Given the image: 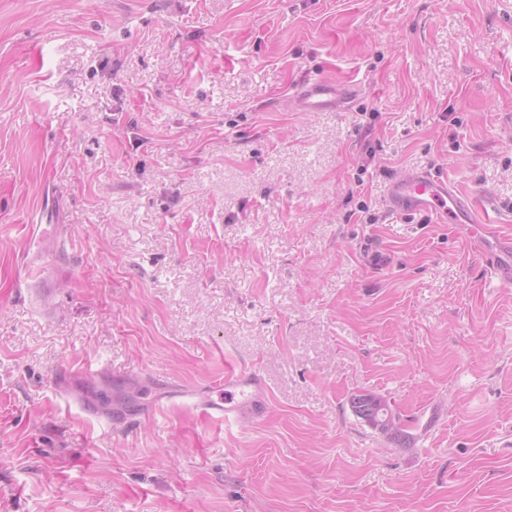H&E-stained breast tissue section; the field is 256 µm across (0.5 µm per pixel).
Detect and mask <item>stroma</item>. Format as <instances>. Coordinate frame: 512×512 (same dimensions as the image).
<instances>
[{"mask_svg":"<svg viewBox=\"0 0 512 512\" xmlns=\"http://www.w3.org/2000/svg\"><path fill=\"white\" fill-rule=\"evenodd\" d=\"M424 170L512 235L504 0H0V512H512V288ZM243 368L261 422L148 408ZM360 92L358 85L339 84L311 76L302 77L294 88L295 100L302 112L344 110ZM389 200L398 210L432 212L441 221L467 225L490 278L502 288H512V237L497 234L487 221L479 222L471 201L458 195L448 180L423 172L408 174L392 182ZM374 396L368 392L353 394L349 399L351 411L375 429L389 434L392 441L403 442L407 435L400 417L393 413L387 401ZM384 420H388V423H383Z\"/></svg>","mask_w":512,"mask_h":512,"instance_id":"1","label":"stroma"}]
</instances>
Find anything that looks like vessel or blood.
<instances>
[{
    "label": "vessel or blood",
    "mask_w": 512,
    "mask_h": 512,
    "mask_svg": "<svg viewBox=\"0 0 512 512\" xmlns=\"http://www.w3.org/2000/svg\"><path fill=\"white\" fill-rule=\"evenodd\" d=\"M360 86L339 84L311 76L302 77L294 88L295 99L304 112L343 110L360 94ZM392 206L406 211H427L440 220L466 225L489 276L500 287L512 288V237L497 234L494 227L479 222L471 201L458 195L448 181L428 173H411L396 179L389 188ZM224 402L204 398L203 413L225 422L260 420L267 408L264 386L257 372L238 370L224 377Z\"/></svg>",
    "instance_id": "1"
}]
</instances>
